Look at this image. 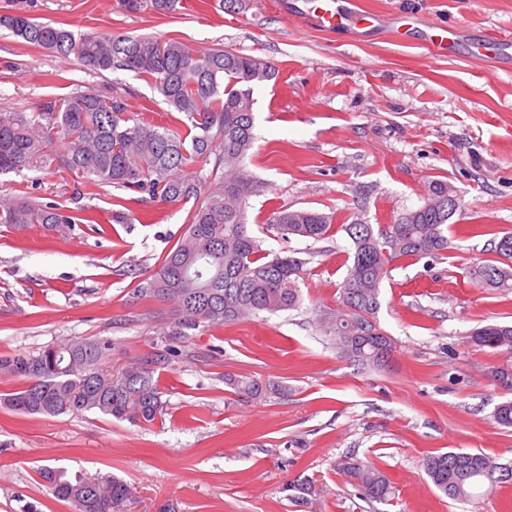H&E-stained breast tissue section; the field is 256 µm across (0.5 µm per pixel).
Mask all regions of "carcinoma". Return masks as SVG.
<instances>
[{"mask_svg":"<svg viewBox=\"0 0 512 512\" xmlns=\"http://www.w3.org/2000/svg\"><path fill=\"white\" fill-rule=\"evenodd\" d=\"M178 0H121L124 9L156 13L176 9ZM4 26L25 43L75 56L87 69L133 72L151 79L158 96L184 119L160 126L127 110L119 95L92 91L41 103L32 112L0 110V174L19 173L44 158L56 131L62 145L59 167L80 184L110 185L136 195L138 201L175 204L200 200L176 246L158 269L135 289L143 298L175 305L169 336L186 337L203 324L230 325L262 313L294 310L301 304L305 261L288 254L263 252L248 229L247 208L261 183L247 169L255 136L252 86L273 79L266 62L233 50L201 52L179 40H159L127 33H84L34 21L23 15H1ZM212 164L210 173L199 163ZM448 182L429 183L418 208L391 224H342L352 245V260L340 284L341 308L323 311L320 322L334 337L340 353L361 364L380 366L394 342L379 326L381 285L389 264L398 257L436 258L448 249ZM333 216L311 208H284L272 213L268 227L277 237L326 238ZM75 216L56 202L28 196H0V224H74ZM474 237H489L497 259L473 270L475 283L489 290H512V261L502 260L512 232L498 234L488 224L471 225ZM470 343L512 351V324L489 323L471 331ZM174 348L128 367L114 376L103 368L112 342L88 340L46 347L37 355L0 358V367L24 381L6 399L27 414L98 411L115 418L150 422L163 411L153 373ZM240 393L266 398L286 388L254 378H229ZM423 468L434 487L448 498L466 502L482 490L512 484V460L499 462L482 452L449 450L426 456ZM339 470L359 494L385 502L391 493L386 474L373 463L348 457ZM54 497L74 512H126L131 492L119 478H78L46 468L40 472ZM303 503L317 494L314 482L287 484Z\"/></svg>","mask_w":512,"mask_h":512,"instance_id":"carcinoma-1","label":"carcinoma"}]
</instances>
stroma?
Returning a JSON list of instances; mask_svg holds the SVG:
<instances>
[{
    "label": "stroma",
    "mask_w": 512,
    "mask_h": 512,
    "mask_svg": "<svg viewBox=\"0 0 512 512\" xmlns=\"http://www.w3.org/2000/svg\"><path fill=\"white\" fill-rule=\"evenodd\" d=\"M213 0H179L174 12L128 13L119 0H0V15L24 13L75 33L129 32L178 38L204 51L224 47L277 70L255 86L254 148L248 169L262 182L249 201L253 236L270 253L304 259L298 309L233 325H205L189 338L164 330L170 303L135 289L177 244L193 203L120 200L119 190L85 187L48 158L0 175V195L53 199L85 208L89 224L66 228L0 224V358L38 354L82 339L112 343V369L173 346L182 356L154 380L164 409L150 423L96 411L21 414L5 400L22 383L0 370V512H72L39 476H116L132 489L130 512H512V485L460 503L427 477L426 455L455 448L512 460V428L494 420L512 400V352L469 343L472 329L512 322V290L474 285L471 267L492 259L473 224L512 231V64L497 80L471 61L472 39L493 28L512 34V0H357L380 12L379 30L358 36L293 23L279 0H244L240 11ZM412 14L459 27L453 57H432ZM121 93L129 111L168 126L177 112L149 79L94 73L75 58L37 48L0 27V110L31 112L78 91ZM461 198L439 257H399L384 279L379 325L395 342L385 368L342 357L318 327L340 306L351 260L341 232L283 242L267 220L281 208L332 214L334 224H389L420 206L431 181ZM134 220L113 221L117 205ZM287 386L284 397L235 394L225 376ZM353 454L391 481L388 501L362 498L336 467ZM311 478L321 495L298 506L284 486Z\"/></svg>",
    "instance_id": "1"
}]
</instances>
